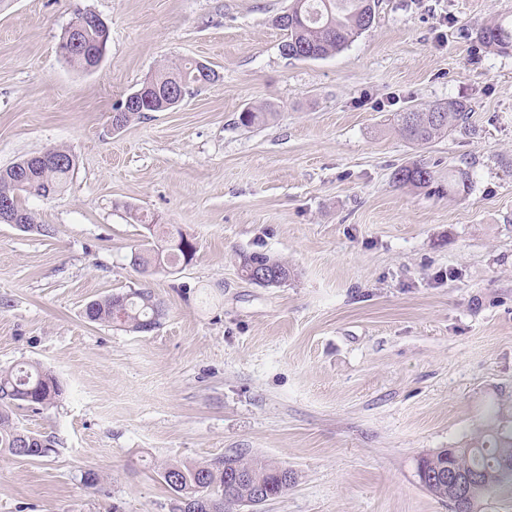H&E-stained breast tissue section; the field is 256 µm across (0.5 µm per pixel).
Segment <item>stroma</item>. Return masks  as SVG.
<instances>
[{
    "mask_svg": "<svg viewBox=\"0 0 512 512\" xmlns=\"http://www.w3.org/2000/svg\"><path fill=\"white\" fill-rule=\"evenodd\" d=\"M289 3L0 0V167L60 145L77 159L61 196L22 200L48 234L0 224V369L39 362L65 387L17 410L57 446L0 456V512H172L162 467L235 452L295 474L258 512H449L418 459L512 426V52L477 40L512 0H379L324 60L282 55ZM86 9L110 29L91 73L59 52ZM188 60L218 80L113 131L128 94ZM451 99L467 128L423 149L400 136L396 113ZM254 106L266 123L240 126ZM415 159L430 184L397 186ZM133 209L180 227L193 262L135 270L157 240ZM243 251L290 279L246 280ZM144 284L167 307L155 331L85 319ZM254 264H260L263 266V268L269 270V272L276 276V275H282V279H288L290 277L291 270L288 267V263L276 259L270 255H267L265 253H258V252H252V253H244L240 255V263L239 268L242 272V274L251 281L254 284L264 286V287H270V286H281L288 281L279 282L277 279L273 278L266 270L256 266L251 271V279L250 276H248V271Z\"/></svg>",
    "mask_w": 512,
    "mask_h": 512,
    "instance_id": "obj_1",
    "label": "stroma"
}]
</instances>
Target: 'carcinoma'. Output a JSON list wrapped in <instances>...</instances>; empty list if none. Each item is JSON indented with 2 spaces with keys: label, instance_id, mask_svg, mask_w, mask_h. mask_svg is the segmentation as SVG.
<instances>
[{
  "label": "carcinoma",
  "instance_id": "carcinoma-1",
  "mask_svg": "<svg viewBox=\"0 0 512 512\" xmlns=\"http://www.w3.org/2000/svg\"><path fill=\"white\" fill-rule=\"evenodd\" d=\"M370 2L372 0H291L288 16L274 18V24L284 32L281 53L288 58L321 60L342 51L372 25L375 9ZM478 39L486 47L501 52L511 50L512 22L487 25L480 30ZM85 44L84 50L64 41L60 44L64 61L82 71L89 70L95 62L98 40L91 37L85 40ZM215 79L214 75L201 74L192 62L168 65L143 83L141 104L125 112L124 124L145 112L172 109L166 90L173 85L184 84L188 93L192 86L204 85ZM471 112L472 107L467 103L450 100L425 110L401 112L397 115V126L409 144L422 148L458 128L468 126ZM268 116L267 112L247 107L240 112L238 123L252 128L265 122ZM53 152L57 161L29 166L23 189L12 187L13 180L20 175L15 166L0 168V195H10L14 210L24 214L33 230L42 229V225L36 223L31 212L19 206L18 198L23 194L53 198L65 191L76 169L75 156L69 149L55 147ZM394 180L402 186L423 187L431 182L432 171L424 162L415 160L395 170ZM140 223L161 245L146 253L132 254L133 266L147 271L157 265L169 268L184 261H193L196 245L189 243L176 225L159 224L153 218L142 219ZM254 264L263 266L274 276L290 277L288 263L282 260L258 252L240 255L239 268L243 275H248ZM118 310L132 332L153 320L160 323L167 315L164 302L151 289L137 288L94 300L85 316L91 323H109ZM63 394L61 380L38 364L24 363L10 370H0V453L14 458L36 459L52 451L54 440L19 428L14 421V410L24 407L47 409L54 406ZM511 461L512 429L497 430L466 448H441L421 458L417 470L426 476L448 470L482 474L483 480L471 488L469 501L463 510L475 512L480 497L512 477V471L507 467ZM227 469L239 471L250 477L251 482L224 488V471ZM161 477L177 493L173 512H192L201 506L203 500L208 502V512H231L253 499L261 488L281 495L295 483L293 471L266 461L249 459L243 453L226 455L207 464L167 465Z\"/></svg>",
  "mask_w": 512,
  "mask_h": 512
}]
</instances>
